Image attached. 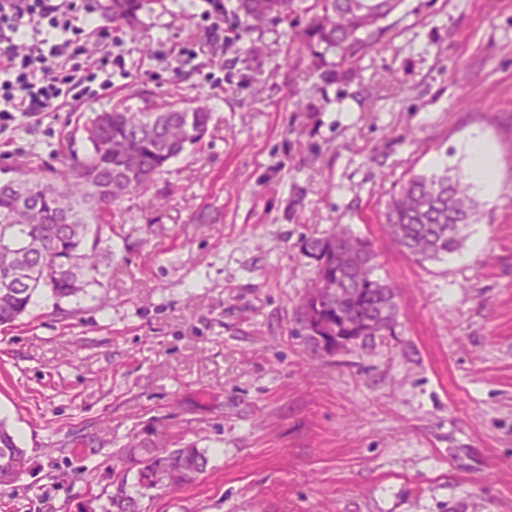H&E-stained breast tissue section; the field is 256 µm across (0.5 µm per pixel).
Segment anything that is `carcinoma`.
I'll return each mask as SVG.
<instances>
[{"label": "carcinoma", "mask_w": 512, "mask_h": 512, "mask_svg": "<svg viewBox=\"0 0 512 512\" xmlns=\"http://www.w3.org/2000/svg\"><path fill=\"white\" fill-rule=\"evenodd\" d=\"M145 0H108L106 18L133 24ZM402 0H313L303 9L302 40L316 59L326 53L341 62L375 47L371 36ZM261 25L282 21L293 12V0H237L231 8ZM211 113L204 106L164 104L155 112L131 107L95 113L84 126L88 149L74 153L61 167L33 169L24 162L17 176L0 179V326L29 312L34 296L48 291L58 302L88 295L99 283L103 234L123 197L142 191L155 177L169 172L187 147L200 144ZM478 203L471 184L448 168L412 177L386 205L385 224L416 260L438 259L456 252L463 231L477 222ZM301 251L314 262V285L299 307L306 338L319 349L318 336H357L364 320L374 331L361 346L393 333L397 325L396 287L376 275L372 243L346 231L301 240ZM339 286L342 309L327 300ZM128 469L113 471L115 490L103 512H140L139 500L127 489L136 470L142 490L177 491L208 467L198 443L171 447L167 433L149 425L116 453ZM27 464L26 451L0 422V487H11Z\"/></svg>", "instance_id": "cac0c4a2"}]
</instances>
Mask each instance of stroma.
I'll return each instance as SVG.
<instances>
[{
  "mask_svg": "<svg viewBox=\"0 0 512 512\" xmlns=\"http://www.w3.org/2000/svg\"><path fill=\"white\" fill-rule=\"evenodd\" d=\"M105 4L79 20L95 98L8 122L0 173L61 166L116 105L199 98L209 130L126 196L88 296L0 327V420L29 458L0 512H101L114 453L155 420L210 462L141 512H512V0H403L377 48L326 55L332 82L288 23L215 33L210 0H149L130 27ZM476 136L498 188L473 187L459 252L415 262L386 203L467 173ZM340 227L398 285V324L323 357L300 241Z\"/></svg>",
  "mask_w": 512,
  "mask_h": 512,
  "instance_id": "obj_1",
  "label": "stroma"
}]
</instances>
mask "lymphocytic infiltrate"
Masks as SVG:
<instances>
[{
    "label": "lymphocytic infiltrate",
    "mask_w": 512,
    "mask_h": 512,
    "mask_svg": "<svg viewBox=\"0 0 512 512\" xmlns=\"http://www.w3.org/2000/svg\"><path fill=\"white\" fill-rule=\"evenodd\" d=\"M87 7V0H0V111L50 112L59 100L90 94L92 76L75 24ZM46 26L59 40L43 38ZM24 29L31 38L20 53L15 38Z\"/></svg>",
    "instance_id": "f902f5d3"
}]
</instances>
